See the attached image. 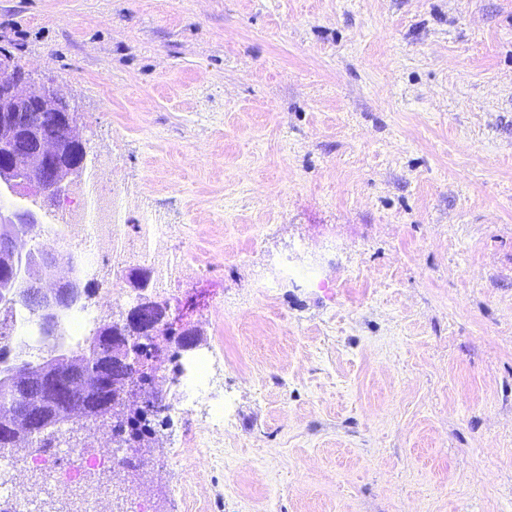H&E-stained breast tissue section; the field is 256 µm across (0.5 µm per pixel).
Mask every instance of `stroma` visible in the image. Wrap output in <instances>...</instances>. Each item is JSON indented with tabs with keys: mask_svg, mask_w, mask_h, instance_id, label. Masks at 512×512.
<instances>
[{
	"mask_svg": "<svg viewBox=\"0 0 512 512\" xmlns=\"http://www.w3.org/2000/svg\"><path fill=\"white\" fill-rule=\"evenodd\" d=\"M1 53L69 102L128 233L165 225L153 297L198 337L135 469L63 495L17 463L39 512H512V0H0ZM285 254L315 281L266 295ZM206 355L216 442L176 403Z\"/></svg>",
	"mask_w": 512,
	"mask_h": 512,
	"instance_id": "stroma-1",
	"label": "stroma"
}]
</instances>
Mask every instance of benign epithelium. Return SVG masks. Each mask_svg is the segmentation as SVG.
I'll return each mask as SVG.
<instances>
[{"instance_id": "7a95c632", "label": "benign epithelium", "mask_w": 512, "mask_h": 512, "mask_svg": "<svg viewBox=\"0 0 512 512\" xmlns=\"http://www.w3.org/2000/svg\"><path fill=\"white\" fill-rule=\"evenodd\" d=\"M59 112L68 117L71 138L81 140L69 104L56 91L16 77L10 59L0 57V172L11 175L0 183L10 194L60 195L66 190L65 181L80 173L82 164L59 161L62 145L47 131ZM0 221L29 230L37 217L11 203L0 212ZM65 262L70 264L71 275L54 279L55 271ZM14 280L18 288L13 296L34 307L43 338L57 340L64 316L84 299L85 286L72 256L50 249L41 255L37 271L20 270L14 273ZM138 281L136 301L126 319L138 325L139 335L112 337V349L100 356V380L90 382L85 369L74 365L64 375L53 370L35 372L26 362L9 372L13 395L24 397L14 403L7 422L16 439L100 411L106 408L104 395L115 398L124 394L149 411L162 409L164 399L159 392L137 385V379L146 381L159 368V336L186 338L192 330L182 320L166 316L168 306L147 294L150 272L141 273Z\"/></svg>"}]
</instances>
